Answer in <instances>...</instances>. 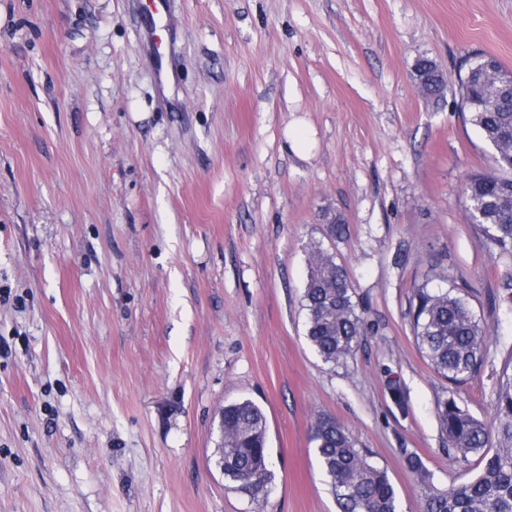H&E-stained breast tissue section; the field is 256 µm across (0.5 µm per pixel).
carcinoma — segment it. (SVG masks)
<instances>
[{
	"mask_svg": "<svg viewBox=\"0 0 512 512\" xmlns=\"http://www.w3.org/2000/svg\"><path fill=\"white\" fill-rule=\"evenodd\" d=\"M431 60L417 61L415 72L426 88L440 90ZM469 76L458 75L461 107L494 150L495 171L475 174L464 184L470 221L480 226L490 247L501 258H512V89L487 72L483 56L471 64ZM444 283L434 288L431 283ZM306 338L323 362L338 365L361 345L365 323L353 300L346 271L334 255L317 247L309 257L303 293ZM416 345L442 378L459 384L480 369L487 327L472 306L464 285L442 274L413 285L409 299ZM387 390L400 409L406 392L400 378L388 372ZM436 413L448 439V456L458 464L479 460V472L468 482L446 490L416 453L405 457L407 468L424 490V512H512V363L506 362L494 390L491 422L475 417L453 396L437 401ZM224 478L231 488L260 504L267 497L274 472L267 448L266 417L259 405L244 399L224 405ZM311 443L340 512H399L397 491L386 468L357 447L335 419L319 417Z\"/></svg>",
	"mask_w": 512,
	"mask_h": 512,
	"instance_id": "obj_1",
	"label": "carcinoma"
}]
</instances>
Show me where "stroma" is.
Returning <instances> with one entry per match:
<instances>
[{
	"instance_id": "obj_1",
	"label": "stroma",
	"mask_w": 512,
	"mask_h": 512,
	"mask_svg": "<svg viewBox=\"0 0 512 512\" xmlns=\"http://www.w3.org/2000/svg\"><path fill=\"white\" fill-rule=\"evenodd\" d=\"M148 3L0 0V512H254L213 456L241 399L267 420L263 512H337L309 441L321 414L422 512L406 453L441 489L478 471L449 459L435 405L490 419L512 259L463 194L492 147L457 87L427 99L414 67L512 70V0H169L157 29ZM314 246L366 319L336 366L305 336ZM432 269L488 328L461 384L410 331Z\"/></svg>"
}]
</instances>
